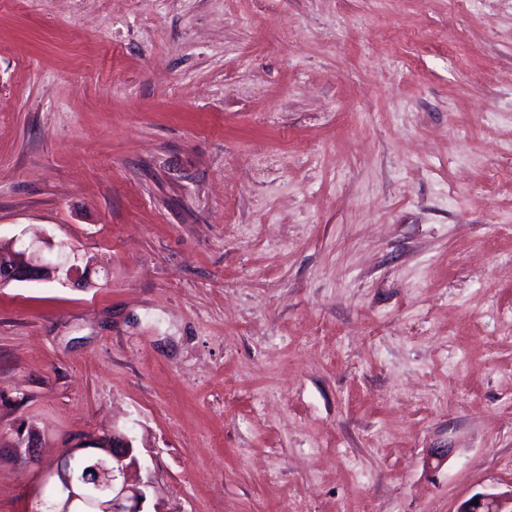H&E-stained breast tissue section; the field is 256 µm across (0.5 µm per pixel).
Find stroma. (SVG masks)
<instances>
[{
    "instance_id": "35a3bbf8",
    "label": "stroma",
    "mask_w": 512,
    "mask_h": 512,
    "mask_svg": "<svg viewBox=\"0 0 512 512\" xmlns=\"http://www.w3.org/2000/svg\"><path fill=\"white\" fill-rule=\"evenodd\" d=\"M38 232L95 268L0 287V512L116 431L144 512L512 489V0H0Z\"/></svg>"
}]
</instances>
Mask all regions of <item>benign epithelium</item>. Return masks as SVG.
<instances>
[{
	"label": "benign epithelium",
	"instance_id": "1",
	"mask_svg": "<svg viewBox=\"0 0 512 512\" xmlns=\"http://www.w3.org/2000/svg\"><path fill=\"white\" fill-rule=\"evenodd\" d=\"M90 264L80 266L78 257L47 233L35 235L25 243L15 238L0 251V286L11 282L88 284ZM103 454L89 457L90 474L85 481H77L70 474L53 470L48 477L54 479L62 499L60 512H69L71 506L84 500V482H92L103 490L93 505L95 512H142L140 505L145 493L127 483V472L138 466L132 440L124 434L112 435V442L102 446ZM455 512H512V490L502 493L478 494L462 502Z\"/></svg>",
	"mask_w": 512,
	"mask_h": 512
}]
</instances>
